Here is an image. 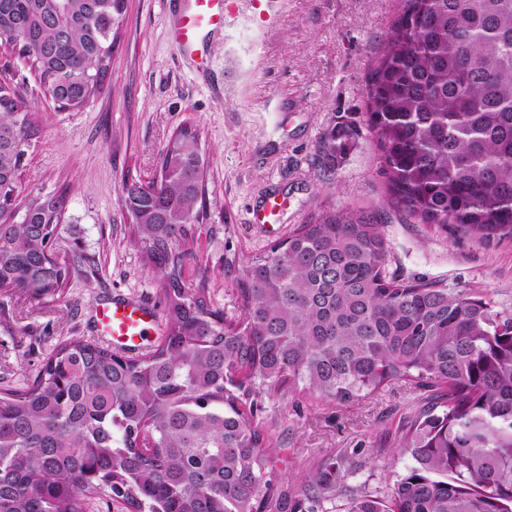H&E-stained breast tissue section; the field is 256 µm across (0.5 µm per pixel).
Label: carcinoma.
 Wrapping results in <instances>:
<instances>
[{"label": "carcinoma", "instance_id": "carcinoma-1", "mask_svg": "<svg viewBox=\"0 0 512 512\" xmlns=\"http://www.w3.org/2000/svg\"><path fill=\"white\" fill-rule=\"evenodd\" d=\"M366 86L364 122L391 200L421 224L512 239V0H401ZM127 0H0V33L68 106L107 88ZM33 128L0 83V188L19 181L17 139ZM342 116L316 144L336 168L355 145ZM119 202L130 244L160 279L166 329L144 356L74 338L31 384L0 392V512H85L106 496L127 512H512V315L466 289L403 280L363 209L329 207L228 266L240 313L214 310L194 250L207 219L200 133L182 126L147 182ZM62 194L0 222V288L63 295L72 264L48 254ZM198 267L199 280L185 278ZM405 385L425 394L401 428L414 465L384 498L347 488L346 453L293 498L271 451L287 396L348 406ZM274 404L265 415V402Z\"/></svg>", "mask_w": 512, "mask_h": 512}]
</instances>
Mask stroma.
<instances>
[{
  "mask_svg": "<svg viewBox=\"0 0 512 512\" xmlns=\"http://www.w3.org/2000/svg\"><path fill=\"white\" fill-rule=\"evenodd\" d=\"M399 9L400 0H240L223 31L185 56L169 40L170 0H127L109 87L74 112L41 95L17 54L0 50V76L17 83L37 131L19 195L65 192L59 252L82 258L60 301L0 290V390L29 384L61 342L97 341L95 308L112 294L162 304L156 275L129 242L118 194L124 179L154 174L168 140L188 122L200 132L209 172L212 204L197 247L214 309L237 312L225 262L263 252L318 208L350 206L382 225L390 274L464 288L512 313V241L436 230L387 201L380 159L360 122L369 73ZM343 115L359 123L358 136L344 163L327 171L315 146ZM268 194L283 204L274 236L251 222ZM419 400L402 385L351 406L289 396L272 442L284 460L276 484L297 494L324 457L355 448L360 465L347 486L386 496L411 464L398 453L396 432Z\"/></svg>",
  "mask_w": 512,
  "mask_h": 512,
  "instance_id": "1",
  "label": "stroma"
}]
</instances>
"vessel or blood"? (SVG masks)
<instances>
[{
    "mask_svg": "<svg viewBox=\"0 0 512 512\" xmlns=\"http://www.w3.org/2000/svg\"><path fill=\"white\" fill-rule=\"evenodd\" d=\"M178 11L170 32L178 52L196 51L204 33L221 30L236 0H176ZM100 332L123 350L140 353L156 335L160 319L153 305L121 294L101 303L97 311Z\"/></svg>",
    "mask_w": 512,
    "mask_h": 512,
    "instance_id": "1",
    "label": "vessel or blood"
}]
</instances>
